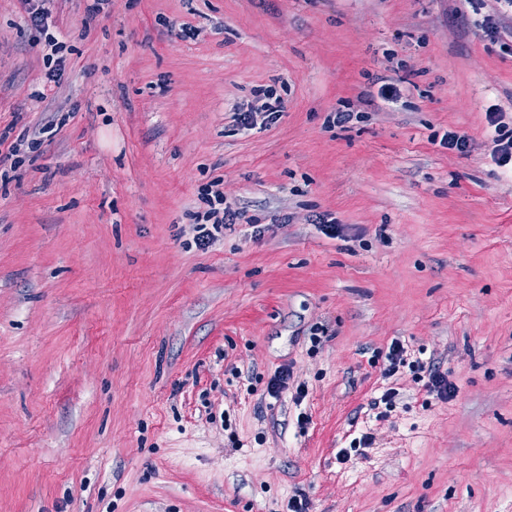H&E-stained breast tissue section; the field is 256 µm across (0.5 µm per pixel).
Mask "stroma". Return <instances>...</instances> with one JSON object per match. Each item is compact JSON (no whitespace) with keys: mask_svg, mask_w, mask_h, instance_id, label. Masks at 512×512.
<instances>
[{"mask_svg":"<svg viewBox=\"0 0 512 512\" xmlns=\"http://www.w3.org/2000/svg\"><path fill=\"white\" fill-rule=\"evenodd\" d=\"M46 7L0 0V512H512L502 0ZM215 181L247 221L202 247ZM283 109V101L272 88L259 87L253 92V99L237 108L235 120L244 126L261 124L275 118ZM486 114V121L489 127H494V135L491 139V158L499 167L511 164L512 168V130L511 134L503 130V113L497 108L490 107ZM406 352L407 351L404 345L400 341H393L391 343L387 354L389 368L385 373L386 376H393L399 370L400 366L404 367L406 364H408L409 367L415 369V371H425V366L423 365V363H420L419 361H415V364L407 363L405 358Z\"/></svg>","mask_w":512,"mask_h":512,"instance_id":"stroma-1","label":"stroma"}]
</instances>
